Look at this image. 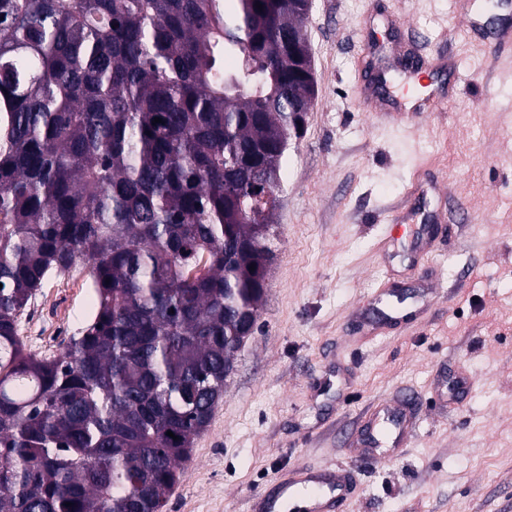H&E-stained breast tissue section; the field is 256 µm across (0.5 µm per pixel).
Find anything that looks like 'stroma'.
<instances>
[{
	"mask_svg": "<svg viewBox=\"0 0 512 512\" xmlns=\"http://www.w3.org/2000/svg\"><path fill=\"white\" fill-rule=\"evenodd\" d=\"M509 25L512 0H312L317 93L282 164L264 305L164 512H256L325 463L357 470L336 512H512V42L485 41ZM416 52L447 108L360 111ZM36 297L20 336L60 353L92 317L84 265ZM400 395L413 436L353 458L347 434Z\"/></svg>",
	"mask_w": 512,
	"mask_h": 512,
	"instance_id": "stroma-1",
	"label": "stroma"
}]
</instances>
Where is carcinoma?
Wrapping results in <instances>:
<instances>
[{
    "label": "carcinoma",
    "instance_id": "1",
    "mask_svg": "<svg viewBox=\"0 0 512 512\" xmlns=\"http://www.w3.org/2000/svg\"><path fill=\"white\" fill-rule=\"evenodd\" d=\"M306 2L0 0V512H163L264 299ZM80 262L93 321L26 351Z\"/></svg>",
    "mask_w": 512,
    "mask_h": 512
}]
</instances>
